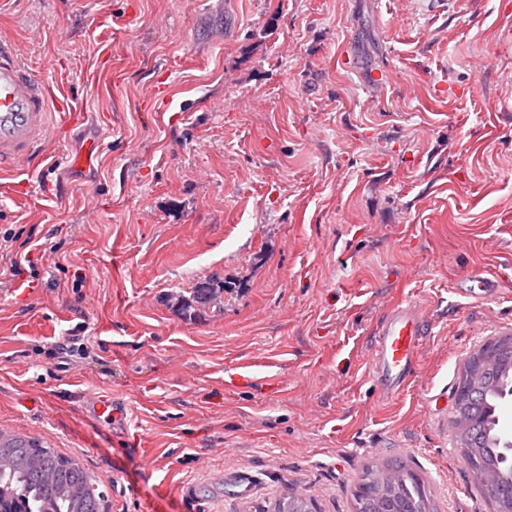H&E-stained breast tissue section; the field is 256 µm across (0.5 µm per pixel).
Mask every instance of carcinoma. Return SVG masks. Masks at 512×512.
<instances>
[{"mask_svg":"<svg viewBox=\"0 0 512 512\" xmlns=\"http://www.w3.org/2000/svg\"><path fill=\"white\" fill-rule=\"evenodd\" d=\"M224 297V282L211 276L198 282L190 296L182 297L178 311L192 318L200 308H218ZM507 382L495 372L487 378L484 393L468 407L470 415L480 419V447L464 453L468 466L481 464L486 471L503 479L512 475V461L501 442L496 407L502 395L497 387ZM392 465L407 474L406 483L397 484L386 500L390 512H412L417 505L415 489L425 487L422 477L403 461ZM377 473L363 471L357 487L366 488L361 506L365 512L376 507L374 498ZM105 496L94 475L73 458L29 437L0 429V512H103Z\"/></svg>","mask_w":512,"mask_h":512,"instance_id":"carcinoma-1","label":"carcinoma"}]
</instances>
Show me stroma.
Instances as JSON below:
<instances>
[{"instance_id": "1", "label": "stroma", "mask_w": 512, "mask_h": 512, "mask_svg": "<svg viewBox=\"0 0 512 512\" xmlns=\"http://www.w3.org/2000/svg\"><path fill=\"white\" fill-rule=\"evenodd\" d=\"M0 42L85 115L0 172L30 252L14 275L0 249V429L79 461L111 512L287 487L352 512L394 458L437 512H491L448 416L512 330V0H0ZM212 275L222 309L164 303ZM398 306L426 334L388 395L372 337ZM507 354V355H506ZM504 357L512 361V334L498 336L492 342L484 341L464 362L458 386L456 388L455 405L470 394L468 384L474 382L489 365L497 363Z\"/></svg>"}]
</instances>
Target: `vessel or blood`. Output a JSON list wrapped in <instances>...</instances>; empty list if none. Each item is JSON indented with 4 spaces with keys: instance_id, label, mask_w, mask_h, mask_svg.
Returning a JSON list of instances; mask_svg holds the SVG:
<instances>
[{
    "instance_id": "b4317fda",
    "label": "vessel or blood",
    "mask_w": 512,
    "mask_h": 512,
    "mask_svg": "<svg viewBox=\"0 0 512 512\" xmlns=\"http://www.w3.org/2000/svg\"><path fill=\"white\" fill-rule=\"evenodd\" d=\"M76 120L68 98L52 94L34 78L8 48L0 46V170L24 165L40 156V145L53 116ZM425 317L416 309L396 307L377 328L373 365L386 393L408 384Z\"/></svg>"
}]
</instances>
